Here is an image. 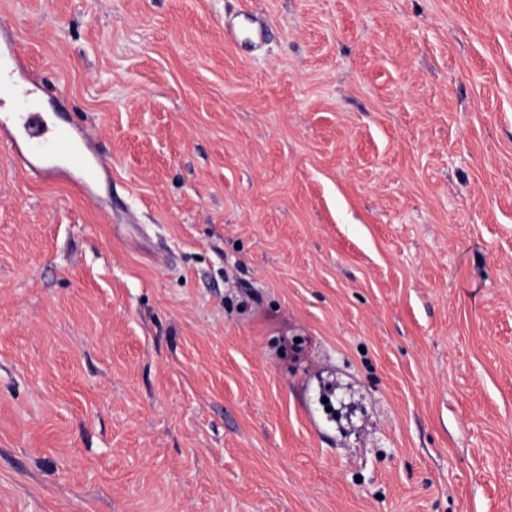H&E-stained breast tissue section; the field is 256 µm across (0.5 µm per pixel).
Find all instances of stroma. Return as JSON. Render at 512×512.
Returning a JSON list of instances; mask_svg holds the SVG:
<instances>
[{
    "mask_svg": "<svg viewBox=\"0 0 512 512\" xmlns=\"http://www.w3.org/2000/svg\"><path fill=\"white\" fill-rule=\"evenodd\" d=\"M1 14L112 178L0 147V512H512V0Z\"/></svg>",
    "mask_w": 512,
    "mask_h": 512,
    "instance_id": "1",
    "label": "stroma"
}]
</instances>
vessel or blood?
<instances>
[{
  "mask_svg": "<svg viewBox=\"0 0 512 512\" xmlns=\"http://www.w3.org/2000/svg\"><path fill=\"white\" fill-rule=\"evenodd\" d=\"M11 62L0 69V104L16 99L15 111L0 113V146L8 149L14 165L45 179H61L87 198H94L101 177L112 166L98 152L85 127L49 123L44 113L30 109L28 101L37 90L34 74L24 57L14 27L0 18V59Z\"/></svg>",
  "mask_w": 512,
  "mask_h": 512,
  "instance_id": "obj_1",
  "label": "vessel or blood"
}]
</instances>
